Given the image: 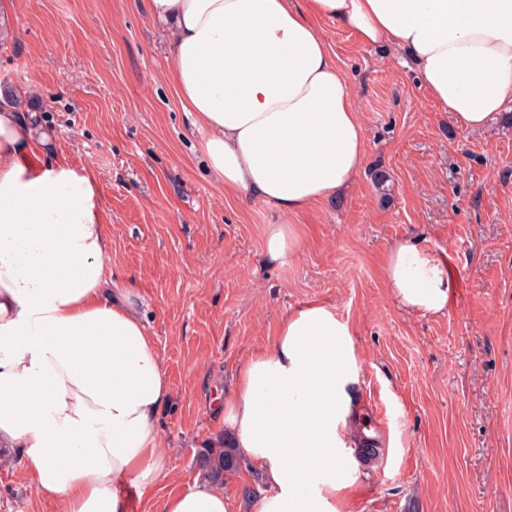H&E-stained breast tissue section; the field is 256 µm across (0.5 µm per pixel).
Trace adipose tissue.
<instances>
[{"instance_id": "obj_1", "label": "adipose tissue", "mask_w": 512, "mask_h": 512, "mask_svg": "<svg viewBox=\"0 0 512 512\" xmlns=\"http://www.w3.org/2000/svg\"><path fill=\"white\" fill-rule=\"evenodd\" d=\"M169 24V79L206 133L226 192L286 218L263 252L300 247L291 225L336 197L365 162V129L315 22L407 53L441 110L478 131L512 103V0H149ZM36 113L0 102V448L17 449L56 512H128L119 487L153 494L167 474L160 415L171 399L140 297L114 283L95 176L48 155ZM389 294L446 312L448 263L425 241L393 245ZM360 359L352 328L318 300L286 311L238 369L219 432L258 475L254 512H348L357 483ZM209 481L159 512H232Z\"/></svg>"}]
</instances>
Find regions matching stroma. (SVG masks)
Masks as SVG:
<instances>
[{
    "instance_id": "stroma-1",
    "label": "stroma",
    "mask_w": 512,
    "mask_h": 512,
    "mask_svg": "<svg viewBox=\"0 0 512 512\" xmlns=\"http://www.w3.org/2000/svg\"><path fill=\"white\" fill-rule=\"evenodd\" d=\"M4 26L0 98L38 112L52 155L97 176L112 272L141 295L169 377L168 473L128 512L193 487L219 428L214 405L308 300L352 325L362 414L382 448L361 468L352 512H512V127L463 130L403 54L321 21L360 110L365 163L314 205L299 250L271 265L264 230L285 218L209 173L203 135L167 82L169 30L147 0H10ZM415 237L448 258L446 313H410L388 294L385 256ZM6 458L0 512H55L16 453Z\"/></svg>"
}]
</instances>
